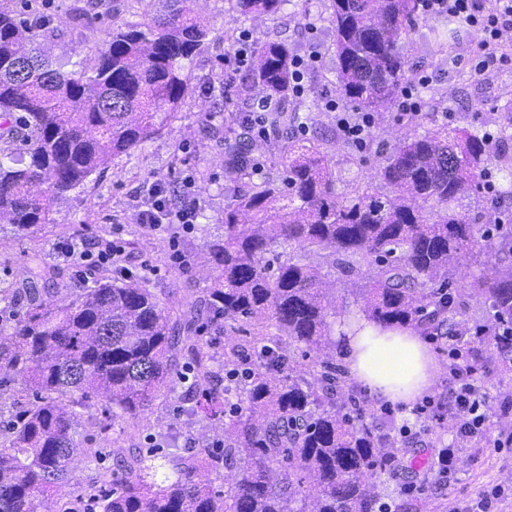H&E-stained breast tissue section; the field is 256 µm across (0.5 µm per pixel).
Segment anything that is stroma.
<instances>
[{
    "mask_svg": "<svg viewBox=\"0 0 512 512\" xmlns=\"http://www.w3.org/2000/svg\"><path fill=\"white\" fill-rule=\"evenodd\" d=\"M25 3L45 17V44L69 71L86 67L109 32L137 20L145 7L143 0H0V8L17 11ZM327 5V0H288L278 15L237 21L229 0H196V11L210 24V42L192 63L193 88L178 119L140 147L112 157L71 193L69 200L54 205L51 223L24 236L11 225L0 226V290L14 297L8 304L0 301V328L7 330L14 325L16 316L25 312L33 290L49 288L53 298L64 304L84 287L74 266L58 256L57 244L77 240L96 252L112 240V228L118 225L122 228L125 267L169 313L173 333L186 336L194 303L212 274L209 243L224 232L225 205L234 192L264 180L281 181L284 172L282 144L269 138L250 140V156L260 165V172L248 168L233 171L224 155L225 137L244 133L236 117L251 111L256 99L255 93L242 90L244 73H237L232 83L224 81V56L229 52L225 29L250 33L256 45L282 42L293 47L297 55H318L305 98L285 96L279 105L297 109L302 119L290 129V140L310 139L322 144L338 175V195L350 196L369 186L382 188L379 169L392 148L426 132L444 127L479 134L499 131L506 94L512 90V67L476 74L470 63V49L478 39L474 33L445 54H436L429 35L435 21L421 17L405 47L410 70L430 77L419 113L403 115L393 108L374 114L365 148L346 141L335 112L325 107L327 101L340 98ZM155 182L162 185L172 206L189 200L200 206L196 223L179 236L163 228L147 230L138 221L136 201ZM511 211V195L483 189L464 199L461 208L471 224H490ZM35 257L56 272L54 282L46 284L32 278L29 268ZM496 263L494 253L484 252L457 267L452 291L455 327H471L489 318L488 307L471 298L468 288ZM369 278L366 272L358 277L337 273L327 277L335 301L328 323L363 310L357 290ZM495 354V344L484 345L486 363L480 374L488 394L487 417L493 424L500 416V406L512 402V367L498 364ZM345 389L353 404L371 410L373 424L395 439L397 454L403 460L413 459L427 446L442 447L453 440L446 425L432 419L419 422L418 411L406 414L401 407L374 401L350 382ZM187 398L185 385L178 383L173 389L160 390L138 415L119 418L113 417L112 406L105 399H93L77 419L78 465L55 496L59 512H84L88 507L102 512L98 493L111 488L112 474L131 446L183 451L213 442L217 437L213 427L188 416ZM404 427L409 428V436L401 435ZM91 448L96 451L92 457L87 454ZM509 482L512 447L479 452L469 448L460 454L454 476L430 486L425 494L410 497L409 502L414 512H446L448 505L466 501L484 486Z\"/></svg>",
    "mask_w": 512,
    "mask_h": 512,
    "instance_id": "1",
    "label": "stroma"
}]
</instances>
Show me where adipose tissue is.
I'll use <instances>...</instances> for the list:
<instances>
[{
  "instance_id": "obj_1",
  "label": "adipose tissue",
  "mask_w": 512,
  "mask_h": 512,
  "mask_svg": "<svg viewBox=\"0 0 512 512\" xmlns=\"http://www.w3.org/2000/svg\"><path fill=\"white\" fill-rule=\"evenodd\" d=\"M335 339L351 381L404 410L438 379L437 360L413 327L386 326L353 313L337 322Z\"/></svg>"
}]
</instances>
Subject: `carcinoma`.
<instances>
[{
	"mask_svg": "<svg viewBox=\"0 0 512 512\" xmlns=\"http://www.w3.org/2000/svg\"><path fill=\"white\" fill-rule=\"evenodd\" d=\"M288 0H233L244 17L274 16ZM336 78L342 96L366 112L391 108L407 80L404 47L418 0H328ZM195 0H147L139 21L112 29L94 64L66 71L42 49V22L0 9V224L24 232L50 221L67 197L115 154L151 139L177 118L189 90L190 64L208 46L209 27ZM466 30L446 18L433 31L444 47ZM294 51L265 42L254 52L244 91L283 97ZM285 109L272 118L278 137L296 121ZM282 184L262 182L224 210V235L210 245L214 274L201 289L208 326L271 320L288 339L317 356L299 367L268 338L224 346V365L239 382L213 384L214 354L191 332L171 335L155 295L133 278L97 280L67 305L33 297L8 335L0 332V403L6 374L26 377L34 401L11 421L0 448V512H57L52 494L69 477L77 448L73 420L94 397L112 415H135L189 360L197 387L187 412L219 420L224 439L213 449L176 458V478L156 482L165 449H136L135 467L112 478L104 512H381V476L396 452L366 412L339 400V368L328 353L330 301L322 267L306 261L326 252L327 267L345 276L375 270L361 289L366 312L389 326L424 329L453 317L448 286L459 262L484 251L499 257L470 295L489 305L488 334L512 327V224H468L457 212L496 165L512 195V157L488 140L445 129L398 146L380 171L392 194L369 187L336 196V172L313 141H284ZM47 185L35 194V185ZM431 207V214L424 213ZM300 249L272 268L268 255ZM440 283L430 288V283ZM244 401L230 403L233 391ZM74 397L71 408L54 395ZM224 470V493L197 479ZM310 501L308 507L292 504Z\"/></svg>",
	"mask_w": 512,
	"mask_h": 512,
	"instance_id": "carcinoma-1",
	"label": "carcinoma"
}]
</instances>
